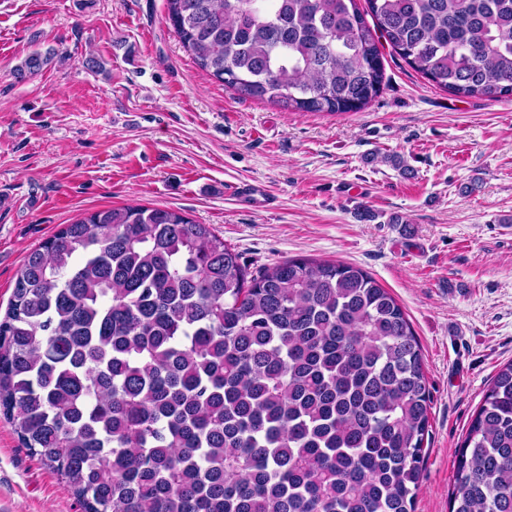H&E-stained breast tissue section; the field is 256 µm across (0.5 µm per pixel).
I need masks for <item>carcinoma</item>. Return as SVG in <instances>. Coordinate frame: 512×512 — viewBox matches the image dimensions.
I'll use <instances>...</instances> for the list:
<instances>
[{"label":"carcinoma","mask_w":512,"mask_h":512,"mask_svg":"<svg viewBox=\"0 0 512 512\" xmlns=\"http://www.w3.org/2000/svg\"><path fill=\"white\" fill-rule=\"evenodd\" d=\"M166 3L201 70L288 111L367 106L382 40L455 96H512V0ZM58 56L35 49L11 76ZM430 402L412 325L367 272L252 274L172 209L64 225L0 319V414L81 512H412ZM457 457L450 512H512V362Z\"/></svg>","instance_id":"1"}]
</instances>
